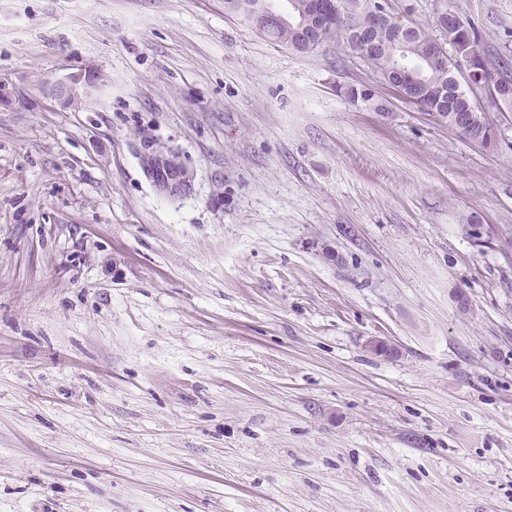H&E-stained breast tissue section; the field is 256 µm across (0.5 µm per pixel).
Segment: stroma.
<instances>
[{"mask_svg": "<svg viewBox=\"0 0 512 512\" xmlns=\"http://www.w3.org/2000/svg\"><path fill=\"white\" fill-rule=\"evenodd\" d=\"M388 9L512 56V0ZM0 89V512H512V112L224 0H0ZM369 38L372 44L370 65L386 83L399 85L402 93L417 100L426 112L448 121L449 126L459 127L461 131L455 127L450 129L462 132V138L483 147L495 142L486 125L485 114L472 105L445 54L439 53L441 43L423 27L386 22L372 30ZM403 41L405 48L399 50L397 47ZM408 71L417 76V82L400 78ZM402 98L418 105L413 99ZM97 75L98 73L91 68L70 73L60 80L46 85L44 92L51 100L60 101L66 105L75 99L86 102L99 88Z\"/></svg>", "mask_w": 512, "mask_h": 512, "instance_id": "1", "label": "stroma"}]
</instances>
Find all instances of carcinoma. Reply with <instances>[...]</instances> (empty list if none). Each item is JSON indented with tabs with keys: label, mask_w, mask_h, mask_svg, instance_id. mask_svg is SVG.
Instances as JSON below:
<instances>
[{
	"label": "carcinoma",
	"mask_w": 512,
	"mask_h": 512,
	"mask_svg": "<svg viewBox=\"0 0 512 512\" xmlns=\"http://www.w3.org/2000/svg\"><path fill=\"white\" fill-rule=\"evenodd\" d=\"M292 24L284 28H269L263 34L299 51H307V31L325 27L326 40L342 39L354 52H359L355 39L349 37L348 28L311 10L308 0H287ZM444 37L451 44L465 66L468 85L484 84L492 73L502 81L488 87L494 105L512 112V94L500 92L502 83L512 85V69L506 55L489 54L482 47L481 32L469 21L461 18L444 29ZM372 44L370 65L381 74L385 82L400 86L402 93L417 100L422 108L448 125L457 126L461 137L481 145L490 146L494 137L489 132L483 111L472 105L470 96L461 88L445 54L438 51L441 43L426 30L413 23L399 25L386 22L370 32Z\"/></svg>",
	"instance_id": "carcinoma-1"
}]
</instances>
